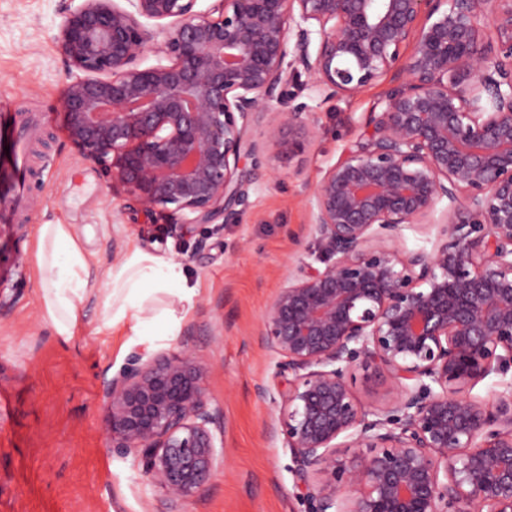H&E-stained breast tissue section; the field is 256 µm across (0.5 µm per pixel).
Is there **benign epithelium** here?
<instances>
[{"label": "benign epithelium", "mask_w": 512, "mask_h": 512, "mask_svg": "<svg viewBox=\"0 0 512 512\" xmlns=\"http://www.w3.org/2000/svg\"><path fill=\"white\" fill-rule=\"evenodd\" d=\"M126 2L65 8L63 107L71 142L147 212L236 221L253 129L289 155L315 141L290 106L299 71L327 97L390 84L313 188L325 267L297 266L262 319L295 373L280 432L308 512H512V0ZM153 49L165 62L140 67ZM407 226L431 248L399 252ZM357 366L391 377L384 404L356 399ZM210 372L138 356L104 388L112 447L171 505L221 469ZM491 377L492 399L471 394Z\"/></svg>", "instance_id": "7a95c632"}]
</instances>
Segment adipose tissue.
<instances>
[{
	"label": "adipose tissue",
	"mask_w": 512,
	"mask_h": 512,
	"mask_svg": "<svg viewBox=\"0 0 512 512\" xmlns=\"http://www.w3.org/2000/svg\"><path fill=\"white\" fill-rule=\"evenodd\" d=\"M35 249L47 314L59 335H70L76 303L88 294L90 282V268L75 225H38ZM106 286L110 322L129 323L136 336L144 335L152 325L145 315V302L152 294L165 292L187 303L194 295L177 263L138 249L108 269Z\"/></svg>",
	"instance_id": "obj_1"
}]
</instances>
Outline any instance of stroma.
<instances>
[{"instance_id": "stroma-1", "label": "stroma", "mask_w": 512, "mask_h": 512, "mask_svg": "<svg viewBox=\"0 0 512 512\" xmlns=\"http://www.w3.org/2000/svg\"><path fill=\"white\" fill-rule=\"evenodd\" d=\"M63 0H0V98L46 114L30 154L33 189L22 228H0V512H165L162 492L104 433L103 388L137 353L186 351L212 369L224 463L182 512H304L294 463L277 434L286 383L280 357L260 337L266 306L299 262H314L309 199L323 172L363 141L386 87L325 99L298 75L288 90L316 130L313 148L282 153L265 142L248 204L233 224H187L148 213L68 138L63 101L71 80L56 39ZM76 225L96 272L78 302L72 335L47 315L36 257L40 224ZM179 262L196 295L176 335L135 336L107 324L104 274L133 248ZM355 397L376 406L390 377L355 368Z\"/></svg>"}]
</instances>
